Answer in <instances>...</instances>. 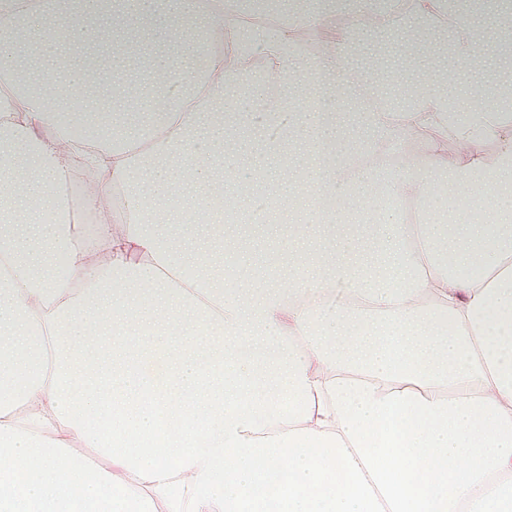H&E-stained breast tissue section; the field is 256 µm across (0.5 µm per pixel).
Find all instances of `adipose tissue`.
Instances as JSON below:
<instances>
[{
    "mask_svg": "<svg viewBox=\"0 0 512 512\" xmlns=\"http://www.w3.org/2000/svg\"><path fill=\"white\" fill-rule=\"evenodd\" d=\"M17 2L0 512H512V147L488 168L439 141L384 162L395 137L512 127L492 94L512 87V0H271L311 30L346 16L311 57L226 0ZM373 15L405 47L379 86L391 112L356 106ZM71 127L107 147L88 199L127 202L87 248L53 220ZM379 187L395 206L371 226ZM228 209L287 225L275 280L247 261L225 280Z\"/></svg>",
    "mask_w": 512,
    "mask_h": 512,
    "instance_id": "ef3b65f1",
    "label": "adipose tissue"
}]
</instances>
